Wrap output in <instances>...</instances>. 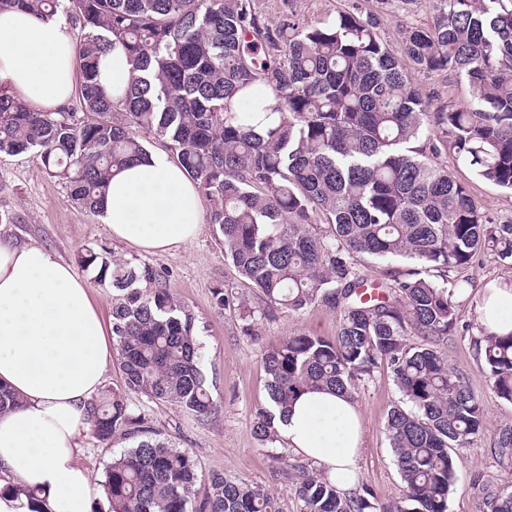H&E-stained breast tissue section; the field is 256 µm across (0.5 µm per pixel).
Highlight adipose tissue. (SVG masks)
Instances as JSON below:
<instances>
[{"label":"adipose tissue","instance_id":"adipose-tissue-1","mask_svg":"<svg viewBox=\"0 0 512 512\" xmlns=\"http://www.w3.org/2000/svg\"><path fill=\"white\" fill-rule=\"evenodd\" d=\"M0 82L41 111L67 103L76 50L61 22L0 13ZM202 212L183 170L152 152L113 176L100 217L114 240L168 252L194 242ZM476 308L486 330L512 332V283H487ZM112 356L101 312L71 266L43 247L0 237V386L20 399L0 415V512H92L103 498L78 456L90 429L88 403ZM275 427L339 490H354L364 425L351 397L307 392L277 414ZM32 489L39 499L29 497Z\"/></svg>","mask_w":512,"mask_h":512}]
</instances>
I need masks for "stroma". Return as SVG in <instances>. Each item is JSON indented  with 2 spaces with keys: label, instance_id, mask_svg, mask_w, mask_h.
Listing matches in <instances>:
<instances>
[{
  "label": "stroma",
  "instance_id": "stroma-1",
  "mask_svg": "<svg viewBox=\"0 0 512 512\" xmlns=\"http://www.w3.org/2000/svg\"><path fill=\"white\" fill-rule=\"evenodd\" d=\"M254 4L271 21L284 10H291L302 25L342 12L372 14L380 20L381 38L396 49L401 47L406 30L428 26L433 16L431 0H254ZM411 81L434 106H459L469 98L467 85L449 73L415 71ZM439 162L468 187L493 223L512 224V192L477 177L454 153L442 155ZM0 213L16 218L15 223L0 226L1 235L44 247L75 266L77 275L100 304L104 320L112 318V291L95 283L92 272L79 267L77 256L83 248L103 245L112 255L164 270L173 292L196 317L203 347L201 369L216 409L209 416L199 417L178 405L156 403L135 393L128 396L131 407L144 414L170 444L193 457L198 468L196 498L205 496L211 474L223 473L262 486L276 501L279 512H299L295 485L282 472L284 462H297V455L279 441L261 444L254 432L255 412L268 403L263 355L269 347L298 331L335 336L338 311L320 302L299 312L281 311L272 319L259 321L254 334H245L242 315L262 309L264 303L257 290L241 281L225 259L213 225L201 222L199 233L188 248L139 251L113 240L99 215L76 208L65 184L49 177L32 152L0 156ZM497 278L512 281V265L503 264L488 253L448 274L449 281L460 288L456 296L459 322L442 350L449 366L464 374L486 413L484 432L456 452L449 512H479L474 479L498 487L512 486V462L501 460L494 453L499 428L512 424V404L493 392L474 346V339L480 334L476 295L487 282ZM227 281L236 285L235 303L221 310L213 304L212 290ZM353 399L365 430L355 481L367 484L379 502L398 499L403 485L393 463L386 421L389 410L399 401V393L389 370L377 369L372 378L357 385ZM127 446V440L118 437L101 443L89 436L82 442L79 459L100 482L113 456Z\"/></svg>",
  "mask_w": 512,
  "mask_h": 512
}]
</instances>
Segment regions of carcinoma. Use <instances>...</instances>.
Masks as SVG:
<instances>
[{
    "mask_svg": "<svg viewBox=\"0 0 512 512\" xmlns=\"http://www.w3.org/2000/svg\"><path fill=\"white\" fill-rule=\"evenodd\" d=\"M433 3L432 24L408 30L398 53L375 19L349 12L301 26L288 12L266 19L253 0H0V12L63 18L74 30L82 112H38L0 82V155L36 152L74 204L97 212L112 173L146 153L139 133L159 137L209 203L225 257L264 300L244 332L279 310L316 302L339 309L336 336L298 332L265 353L261 443L276 440V409L301 393H350L389 369L400 403L386 429L403 496L380 503L366 487L346 495L293 465L300 512H448L452 449L485 427L481 401L437 346L458 322L448 272L485 249L512 265V224L492 223L433 156L450 148L477 176L512 191V0ZM117 42L131 79L110 93L100 60ZM410 68L455 74L470 100L431 107ZM258 83L273 100L255 98ZM357 256L412 267L370 286ZM78 262L112 288L125 388L210 415L196 319L165 272L103 246L85 248ZM232 288L213 289L217 308L230 306ZM477 344L493 391L512 403V332L485 330ZM89 411L97 441H131L105 471L108 512H190L198 479L191 455L116 391ZM494 449L512 460L511 424ZM477 487L482 512H512L511 488ZM195 512L278 510L261 487L216 473Z\"/></svg>",
    "mask_w": 512,
    "mask_h": 512,
    "instance_id": "cac0c4a2",
    "label": "carcinoma"
}]
</instances>
